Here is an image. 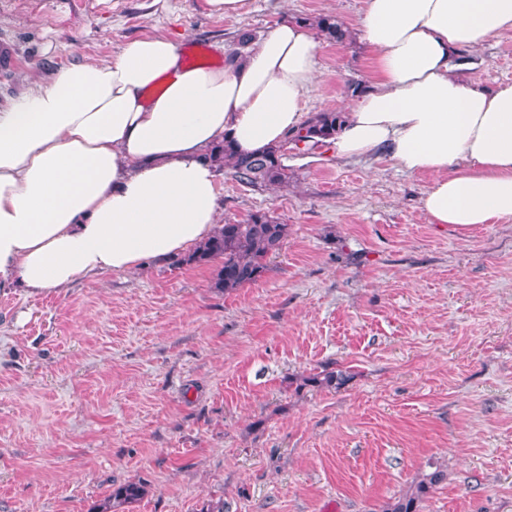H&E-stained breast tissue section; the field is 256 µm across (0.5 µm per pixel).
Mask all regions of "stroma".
I'll use <instances>...</instances> for the list:
<instances>
[{
    "instance_id": "35a3bbf8",
    "label": "stroma",
    "mask_w": 512,
    "mask_h": 512,
    "mask_svg": "<svg viewBox=\"0 0 512 512\" xmlns=\"http://www.w3.org/2000/svg\"><path fill=\"white\" fill-rule=\"evenodd\" d=\"M363 0H0V110L76 62H108L164 35L243 52L280 22ZM478 87L512 85V27L467 50ZM306 116L344 112L375 63L359 41L320 42ZM284 188L219 172L220 223L261 211L288 237L259 281L227 293L179 258L59 294L0 290V512H89L113 487L123 512H382L423 472L446 478L420 512H512V222L433 224L426 174L385 154L339 161L287 146ZM341 372L336 387L306 377ZM144 494V487L135 482L119 485L112 490L109 500L100 505L99 508H92L90 512H112V507H120L124 504L136 502Z\"/></svg>"
}]
</instances>
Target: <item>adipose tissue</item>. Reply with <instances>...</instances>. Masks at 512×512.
<instances>
[{
  "label": "adipose tissue",
  "instance_id": "ef3b65f1",
  "mask_svg": "<svg viewBox=\"0 0 512 512\" xmlns=\"http://www.w3.org/2000/svg\"><path fill=\"white\" fill-rule=\"evenodd\" d=\"M512 27V0H365L356 32L376 77L345 112L339 160L387 153L432 182L431 223L512 221V85H474L454 57ZM318 42L277 25L220 68L160 35L36 82L0 111V288L32 296L143 269L211 237L221 186L204 154L244 153L301 124Z\"/></svg>",
  "mask_w": 512,
  "mask_h": 512
}]
</instances>
